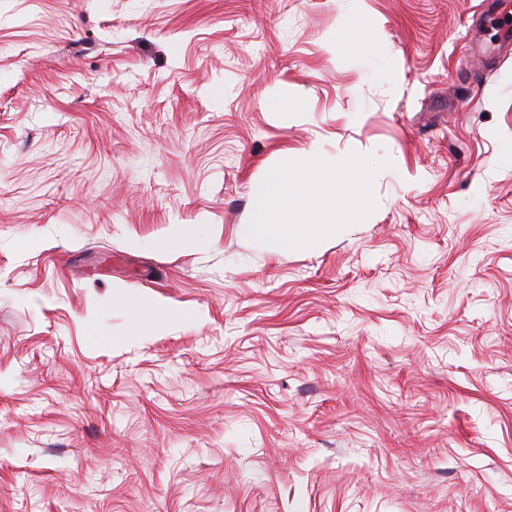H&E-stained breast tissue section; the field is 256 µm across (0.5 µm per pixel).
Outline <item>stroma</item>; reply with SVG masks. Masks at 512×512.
<instances>
[{
    "label": "stroma",
    "instance_id": "1",
    "mask_svg": "<svg viewBox=\"0 0 512 512\" xmlns=\"http://www.w3.org/2000/svg\"><path fill=\"white\" fill-rule=\"evenodd\" d=\"M509 11L0 0V512H512ZM315 146L378 207L270 252Z\"/></svg>",
    "mask_w": 512,
    "mask_h": 512
}]
</instances>
